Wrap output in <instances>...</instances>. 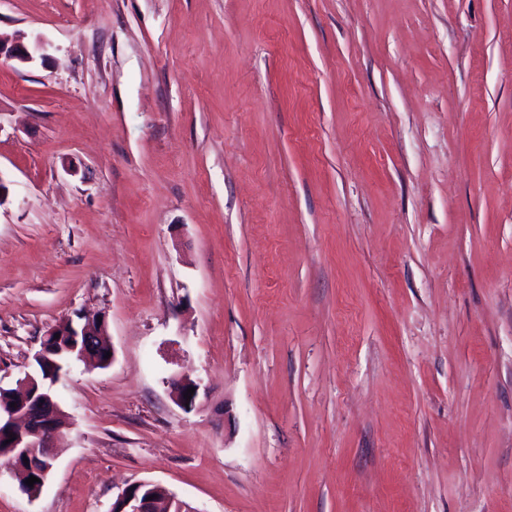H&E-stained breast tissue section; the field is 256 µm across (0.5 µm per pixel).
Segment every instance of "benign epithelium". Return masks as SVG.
I'll use <instances>...</instances> for the list:
<instances>
[{"label": "benign epithelium", "mask_w": 512, "mask_h": 512, "mask_svg": "<svg viewBox=\"0 0 512 512\" xmlns=\"http://www.w3.org/2000/svg\"><path fill=\"white\" fill-rule=\"evenodd\" d=\"M24 36L17 34L10 39L0 37V59L19 60L29 62L33 59L32 53L23 42ZM82 322L75 329L76 335L82 338V351L80 357L89 356V349L94 346L96 338L105 335L104 329L107 320L102 313L93 316H78ZM174 399L178 406L190 411L196 406L200 392V384L185 375L171 378ZM37 382L28 377L19 381L18 388L13 396L17 400L15 411L5 415L0 412V430L4 429L13 434L14 448H32L33 456L45 463L44 474H49L54 459L52 448L61 426L57 420L63 418V412L54 398L48 394L36 395L32 393ZM195 388L191 399L184 398L187 389ZM164 487L152 485V489L140 493L132 487H125L115 497L117 504L114 512H162V505L152 498L154 492L162 491Z\"/></svg>", "instance_id": "obj_1"}]
</instances>
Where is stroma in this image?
Instances as JSON below:
<instances>
[{
	"instance_id": "stroma-1",
	"label": "stroma",
	"mask_w": 512,
	"mask_h": 512,
	"mask_svg": "<svg viewBox=\"0 0 512 512\" xmlns=\"http://www.w3.org/2000/svg\"><path fill=\"white\" fill-rule=\"evenodd\" d=\"M17 32L0 387L80 311L114 359L0 512H512V0H0ZM171 385L173 387L174 399L178 406L186 411H190L195 408L200 392V384L198 382L191 380L185 375H181L172 377ZM191 387H195V392L194 394H189L191 399L189 401V406H186V399L184 398V394H186L187 389ZM132 485H138L137 489L132 490ZM152 486L151 490L144 493H139L138 490L142 486ZM155 491H165V499L163 505L156 500L154 495ZM149 496H153L152 500H148ZM173 497V501L179 500L176 496L169 493L164 487L152 484L149 482H134L125 487L121 493H119L112 501L111 509L112 512H163L162 507L166 505L168 499ZM117 501L116 505L113 503ZM180 501V500H179ZM116 508V510H115Z\"/></svg>"
}]
</instances>
